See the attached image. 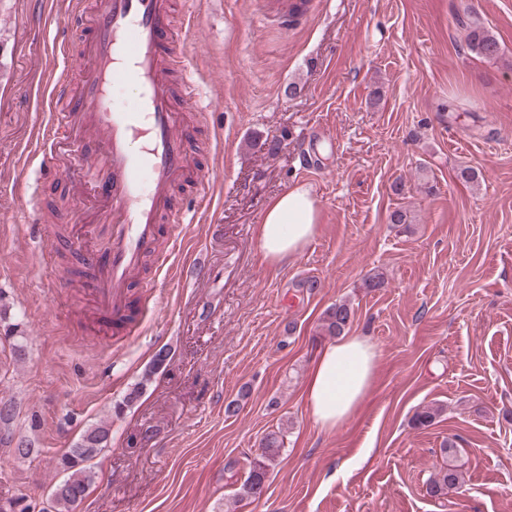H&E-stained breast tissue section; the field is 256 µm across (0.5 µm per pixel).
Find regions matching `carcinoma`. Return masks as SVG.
Wrapping results in <instances>:
<instances>
[{"mask_svg": "<svg viewBox=\"0 0 512 512\" xmlns=\"http://www.w3.org/2000/svg\"><path fill=\"white\" fill-rule=\"evenodd\" d=\"M469 47L477 54L489 59H494L500 54L497 39L478 25L471 28ZM351 316L352 309L349 303L345 301L335 303L325 310L322 329L328 336H340L349 324ZM440 412L441 408L435 405L421 408L414 415L415 426L432 425ZM110 437V425L102 421L87 428L80 439L61 457L60 465L67 471V478L52 490L54 512H76L77 506L84 499L94 478L92 461L106 447ZM261 445L260 457L251 462L248 475L240 484L237 493L240 500L254 499L262 493L267 473L276 461L279 449L284 445L283 435L279 431L269 432L263 437ZM441 453L448 458V464L429 477L426 492L431 497H440L458 489L464 480L463 472L453 463L456 454L453 440L444 442Z\"/></svg>", "mask_w": 512, "mask_h": 512, "instance_id": "1", "label": "carcinoma"}]
</instances>
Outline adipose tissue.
Returning a JSON list of instances; mask_svg holds the SVG:
<instances>
[{"mask_svg":"<svg viewBox=\"0 0 512 512\" xmlns=\"http://www.w3.org/2000/svg\"><path fill=\"white\" fill-rule=\"evenodd\" d=\"M317 207L309 190L298 186L268 204L257 237L263 259L280 265L298 256L313 239ZM377 349L362 336H343L324 347L314 361L305 396L314 421L325 430L345 423L374 381Z\"/></svg>","mask_w":512,"mask_h":512,"instance_id":"1","label":"adipose tissue"}]
</instances>
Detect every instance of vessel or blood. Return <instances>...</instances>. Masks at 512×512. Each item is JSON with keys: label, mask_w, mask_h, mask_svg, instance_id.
<instances>
[{"label": "vessel or blood", "mask_w": 512, "mask_h": 512, "mask_svg": "<svg viewBox=\"0 0 512 512\" xmlns=\"http://www.w3.org/2000/svg\"><path fill=\"white\" fill-rule=\"evenodd\" d=\"M171 0H93L84 17L89 30L83 55L86 78L79 91L58 80L50 94V134L41 141L38 181L84 174L103 160L111 176L89 182L84 194L100 200L110 221L107 239L87 250L77 238L67 248L81 255L89 275L78 298L89 312L87 340L111 347L113 336H137L144 303L133 302L132 286L145 260L164 269L170 253L156 249L160 234L179 245L185 213L170 206L171 189L188 172L193 135L178 115L198 104V90L183 73L173 85V63H184L188 43L170 29ZM122 86L138 90V106L116 103Z\"/></svg>", "instance_id": "b4317fda"}]
</instances>
